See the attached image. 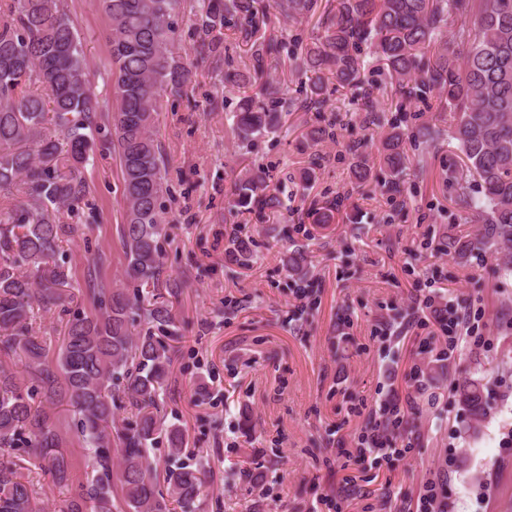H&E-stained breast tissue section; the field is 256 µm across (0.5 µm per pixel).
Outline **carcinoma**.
<instances>
[{
  "label": "carcinoma",
  "mask_w": 512,
  "mask_h": 512,
  "mask_svg": "<svg viewBox=\"0 0 512 512\" xmlns=\"http://www.w3.org/2000/svg\"><path fill=\"white\" fill-rule=\"evenodd\" d=\"M112 25V152L118 157L124 202L121 240L126 286L100 288L88 315L67 322L56 355L33 326L34 309L68 308L71 277L59 262L60 243L76 226L59 215L86 195L82 170L90 164L99 101L93 91L80 37L63 0H6L0 13V192L27 196L16 210L0 212V512H45L44 500L9 460L10 450L31 449L52 482L67 485L73 464L48 405L66 402L78 413L85 447L94 449L99 476L75 489L60 512H169L166 496L185 512L204 491L205 472L181 464L158 472L152 458L159 438L168 456L184 451L185 436L165 424L160 394L172 357L162 337L135 333V316L163 332L175 326L169 304L141 310L143 287L178 284L164 277L161 240L167 234L159 198L166 168L155 138V114L167 97L181 98L191 71L174 52L173 17L184 0H100ZM194 50L201 57L224 52V28L234 25L254 47V77L268 74V61L286 53L305 77L299 95L266 83L260 96L240 101L231 131L242 149L278 131L284 112H319L338 86L368 85L356 106L381 128L380 182L391 196L407 194L406 145L431 147L439 131L408 122L407 106L419 100L454 114L448 137L465 158L452 174L460 202L484 224V234L453 246L462 262L481 246L494 248L496 266L512 273V0H336L311 33L302 22L318 0H197ZM278 14L286 36L256 40L260 26ZM461 25L443 40L448 16ZM376 61L377 78L365 83V58ZM396 115L381 122L384 94ZM52 118H47V114ZM359 143L349 146L353 183L374 178ZM481 196H469V178ZM247 213L282 207L280 189L259 164L239 177L230 201ZM228 259L246 266L253 242L229 239ZM288 272L309 277L305 254L288 255ZM136 411L134 426L112 430L119 397ZM458 404L475 422L488 407L484 385L470 379ZM166 484V490L160 484Z\"/></svg>",
  "instance_id": "1"
}]
</instances>
